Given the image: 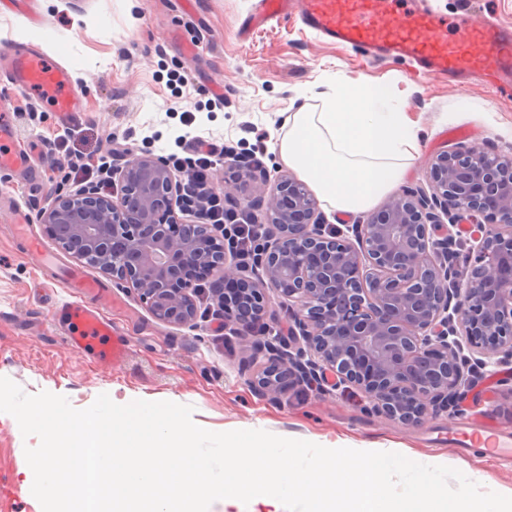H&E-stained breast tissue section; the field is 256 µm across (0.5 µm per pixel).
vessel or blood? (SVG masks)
<instances>
[{"label":"vessel or blood","mask_w":512,"mask_h":512,"mask_svg":"<svg viewBox=\"0 0 512 512\" xmlns=\"http://www.w3.org/2000/svg\"><path fill=\"white\" fill-rule=\"evenodd\" d=\"M288 17L358 50L363 58H405L416 77L442 75L461 86L479 76L496 91L512 94V27L481 19L476 12L445 15L424 0H253L240 30H258ZM0 76L14 91L47 104L60 119L82 109L71 71L36 44H17L1 56ZM30 161L13 113L0 110V167L26 169ZM53 283L71 296L57 311L67 345L103 365L124 363L130 346L107 314L111 289L81 269L64 270Z\"/></svg>","instance_id":"b4317fda"}]
</instances>
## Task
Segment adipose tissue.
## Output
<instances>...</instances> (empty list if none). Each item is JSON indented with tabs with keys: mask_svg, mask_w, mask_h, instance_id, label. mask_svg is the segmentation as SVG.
Masks as SVG:
<instances>
[{
	"mask_svg": "<svg viewBox=\"0 0 512 512\" xmlns=\"http://www.w3.org/2000/svg\"><path fill=\"white\" fill-rule=\"evenodd\" d=\"M387 87L350 84L320 111L294 113L279 142L281 161L299 169L336 211L365 213L399 182L415 136L388 105Z\"/></svg>",
	"mask_w": 512,
	"mask_h": 512,
	"instance_id": "ef3b65f1",
	"label": "adipose tissue"
}]
</instances>
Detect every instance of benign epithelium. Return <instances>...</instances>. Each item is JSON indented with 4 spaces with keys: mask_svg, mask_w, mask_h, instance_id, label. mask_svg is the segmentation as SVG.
I'll return each instance as SVG.
<instances>
[{
    "mask_svg": "<svg viewBox=\"0 0 512 512\" xmlns=\"http://www.w3.org/2000/svg\"><path fill=\"white\" fill-rule=\"evenodd\" d=\"M110 175L120 184L110 197L94 184L56 188L40 213L50 235L181 328L197 327L199 289L187 270L209 266L224 285V328L251 340L252 363L240 374L263 395L322 389L331 377L362 393L368 413L413 426L453 408L489 360L512 361L511 154L445 150L427 171L430 191L402 193L349 233L322 223L306 184L280 176L267 201H247L254 222L273 230L245 253L238 225L185 218L181 182L164 158L132 153ZM450 213L478 228L463 272L439 233ZM274 295L288 307L286 340L255 330L276 322Z\"/></svg>",
    "mask_w": 512,
    "mask_h": 512,
    "instance_id": "1",
    "label": "benign epithelium"
}]
</instances>
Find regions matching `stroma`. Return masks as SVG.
<instances>
[{
    "mask_svg": "<svg viewBox=\"0 0 512 512\" xmlns=\"http://www.w3.org/2000/svg\"><path fill=\"white\" fill-rule=\"evenodd\" d=\"M30 2L40 27L22 25L7 0H0V50L31 40L73 70L83 109L71 122L82 137L60 159L53 146L62 132L56 113L0 82V109L15 113L21 142L35 152L29 171L0 169V376L28 394L64 396L77 409L112 391L120 398L192 406L193 421L214 432L259 429L328 448L396 452L418 463L484 474L483 490L511 496L512 459L448 442L452 426L467 432L490 426L512 440L511 367L497 366L472 387L460 411L417 426L369 416L357 395L339 390L306 385L273 403L239 373L252 358L248 342L216 335L220 318L211 296L199 299L198 326L189 330L159 321L136 290L118 284L111 316L128 336L130 356L122 367L102 366L67 346L53 312L68 295L45 286L23 258L11 226L27 218L61 263H73L39 215L53 190L67 186L69 165L85 154L118 168L127 151L148 149L168 159L180 154L184 138L200 135L230 143L240 154L262 152L271 177L297 176L276 149L289 116L319 111L324 99L351 81L389 88L391 106L417 134L394 191L424 188L427 168L442 151L468 143L512 154V98L477 82L461 89L439 78H414L410 63L398 57L363 63L355 51L316 39L292 18L240 40L251 0ZM427 2L443 14L469 6L512 25V0ZM196 41L202 52L188 56ZM216 94L223 96L222 106L212 104ZM38 444L37 436L22 435L13 416L0 413V479L6 484L0 512H40L24 454Z\"/></svg>",
    "mask_w": 512,
    "mask_h": 512,
    "instance_id": "stroma-1",
    "label": "stroma"
}]
</instances>
